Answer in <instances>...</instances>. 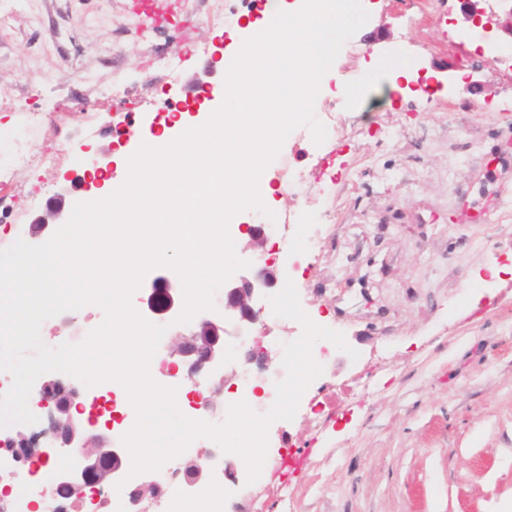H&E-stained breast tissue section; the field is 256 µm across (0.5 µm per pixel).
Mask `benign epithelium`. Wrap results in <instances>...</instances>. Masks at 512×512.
I'll list each match as a JSON object with an SVG mask.
<instances>
[{"label":"benign epithelium","instance_id":"7a95c632","mask_svg":"<svg viewBox=\"0 0 512 512\" xmlns=\"http://www.w3.org/2000/svg\"><path fill=\"white\" fill-rule=\"evenodd\" d=\"M463 22L473 25L482 22L485 16L480 6L482 0H459ZM502 3L501 20L495 23L497 30L512 37V0H500ZM92 163L96 170L106 176H112L116 162L112 152L93 155ZM86 183V178L75 175L70 185L61 187L53 197V203L46 211L37 216L29 227L30 237L39 239L43 233L50 232L54 226L65 221L66 206L76 202L71 197L75 185ZM249 236V241L257 247H265L267 232L262 224L238 225ZM277 282L276 270L270 265L254 267L244 274H237L224 283V314L220 317L196 315L193 320L180 327L175 334V343L170 356L180 358L186 367V378L195 381L202 373L220 368L224 363L227 324L234 325L235 338L245 341L260 321L263 308L258 306ZM148 292V308L152 312H176L171 289L164 286L162 279L152 282ZM242 360L247 365L259 367L266 365L267 356L260 348L241 346ZM41 401L49 411L46 419L48 426L29 434L18 432L13 437L0 438V453L6 452L20 466L38 456L49 458L51 448L77 449L73 461L58 470L52 479V485L42 495H59L74 501L85 495L86 488L95 484L96 489H112L126 477L125 449L112 442V427H106L105 434H87L81 421L71 409H79L80 391L56 378H48L39 386ZM158 489L156 482L145 480L141 483H125L123 492L127 498L130 512H141L140 505L144 494Z\"/></svg>","mask_w":512,"mask_h":512}]
</instances>
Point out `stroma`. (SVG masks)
<instances>
[{
    "label": "stroma",
    "mask_w": 512,
    "mask_h": 512,
    "mask_svg": "<svg viewBox=\"0 0 512 512\" xmlns=\"http://www.w3.org/2000/svg\"><path fill=\"white\" fill-rule=\"evenodd\" d=\"M156 0L155 37L139 0H0V250L28 237L87 150L112 147L159 109L208 112L197 82L224 83L248 39L251 0H226L237 22L216 28L196 0ZM367 22L336 59V131L324 143L291 133L265 174L294 224L277 256L247 247L294 279L302 309L344 334L292 420L268 431L267 458L305 453L300 469L222 485L225 512H512V67L490 63V33L468 38L458 0H361ZM178 56L163 69L152 47ZM115 62L121 84L96 86ZM399 64L418 90L389 104L364 89L372 66ZM479 72L481 84L440 86ZM25 150L27 163L17 162ZM53 166H43L45 157ZM301 174V190L288 177ZM484 211V222L455 220ZM293 319L264 316L251 333L269 369ZM358 359H351V351ZM372 382L371 395L359 391Z\"/></svg>",
    "instance_id": "35a3bbf8"
}]
</instances>
